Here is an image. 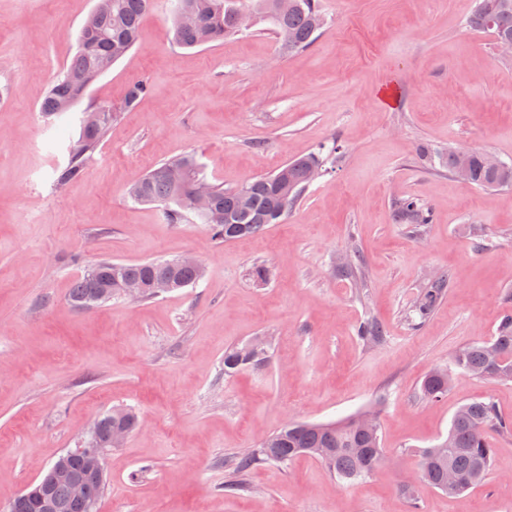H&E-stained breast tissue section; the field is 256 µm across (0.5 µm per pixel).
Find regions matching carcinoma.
<instances>
[{"instance_id": "cac0c4a2", "label": "carcinoma", "mask_w": 512, "mask_h": 512, "mask_svg": "<svg viewBox=\"0 0 512 512\" xmlns=\"http://www.w3.org/2000/svg\"><path fill=\"white\" fill-rule=\"evenodd\" d=\"M277 0H175L173 4L172 35L174 42L185 49H194L224 40L241 32L238 13L246 8L253 14L269 20L281 48L294 53L310 47L326 26V19L319 0H294L297 7L286 14L276 8ZM476 5L467 19V28L478 34H488L492 39L512 37V0H475ZM152 0H97L98 23L94 30L80 29L77 50L58 75L54 85L41 102V112L47 117L70 111L88 90L86 83H94L105 71L104 62L115 64L138 42L143 16L151 9ZM148 93L144 79L131 82L125 95L124 107L133 110ZM89 112H100L97 125L81 127L77 139L70 142L68 161L56 172V183L65 186L82 179L87 164L101 139L117 118V113L106 105H94ZM419 155L429 161L439 160L455 173L460 160L453 154L434 152L422 145ZM323 159L318 152L292 159L273 173L251 179L235 189L210 184V209L196 215L207 225L214 241L232 242L262 234L268 225L283 220L288 210L298 201L302 192L311 184L310 170H321ZM471 185L484 189L512 186V165L493 169L486 165L484 153L473 150L468 157ZM203 178L196 156L184 153L167 160L136 180L128 196L138 204H156L164 218L171 224H182L191 217L188 191ZM400 224H428L430 212L417 199L401 200L395 209ZM94 267L99 275L86 270L72 285L68 300L80 310L90 309L123 295L126 281H138L144 286L143 299L152 298L150 284L158 279L171 282V290L195 285L203 277L200 264L185 258L154 259L148 261L114 262L102 260ZM450 273L445 271L422 290L414 304V313L426 320L440 304ZM358 336L367 342H379L384 331L374 319L364 320L358 327ZM269 358L267 345L252 354L240 347L224 351V375L230 376L245 366L263 367ZM451 364L471 375L479 370L490 377L502 378L512 374V316L504 317L494 335L485 341L471 343L462 353L452 357ZM448 369L436 368L428 373L421 384V391L428 399H435L448 392ZM101 426L96 446L107 447L111 431L123 428L134 431L139 424L137 415L124 408H117L100 416ZM497 430L512 432V418L504 416L490 400H473L454 412L447 437L439 444L441 451L429 448L419 451L424 467L426 485L435 489L445 482L448 470H453L457 486L453 494L460 495L481 484L489 473L494 449L487 432ZM307 448H322L328 455L325 466L340 481L353 483L372 475L383 454L381 437L359 430L356 416L335 422L301 423L286 430L279 429L263 443L262 450L249 449L227 464L229 475L224 481V491L244 496L251 493L245 475L253 468L266 463L282 467L304 455ZM88 455L63 454L50 466V495L40 501L36 495L19 504L18 512H86L87 506L98 509L107 487V479L100 481L87 474ZM86 484L87 499L79 500L72 494L74 483Z\"/></svg>"}]
</instances>
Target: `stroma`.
Returning <instances> with one entry per match:
<instances>
[{
	"instance_id": "stroma-1",
	"label": "stroma",
	"mask_w": 512,
	"mask_h": 512,
	"mask_svg": "<svg viewBox=\"0 0 512 512\" xmlns=\"http://www.w3.org/2000/svg\"><path fill=\"white\" fill-rule=\"evenodd\" d=\"M96 3L0 0V508L124 407L140 428L105 455L98 512H512V433L493 434L481 486L451 497L420 484L413 501L400 491L460 405L489 398L512 416V381L458 370L445 396L420 390L512 314V187L482 190L418 157L419 145H454L512 164V57L466 29L474 0H320L326 28L289 55L262 20L180 48L169 0H154L139 44L83 102L122 110L141 77L150 91L60 189L80 113L48 120L39 103ZM312 151L320 177L254 239L212 241L205 225L166 223L127 196L185 152L229 189ZM406 197L430 223L397 222ZM350 253L346 274L337 262ZM186 254L204 268L195 286L68 302L98 261ZM441 269L452 275L442 302L418 320L412 302ZM368 317L380 343L356 334ZM257 336L267 364L225 376V349ZM367 409L385 448L368 479L345 485L301 457L251 471V496L224 495L225 460L285 422Z\"/></svg>"
}]
</instances>
